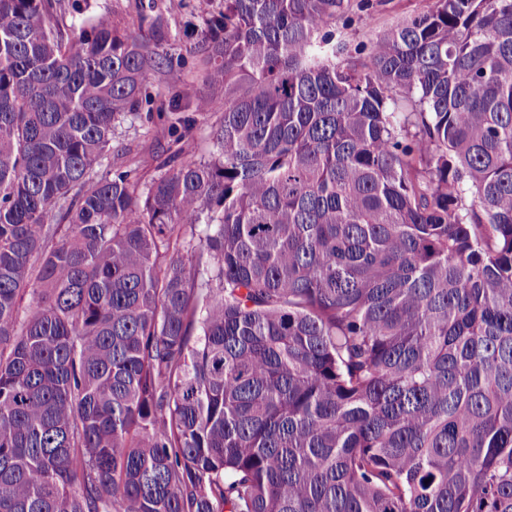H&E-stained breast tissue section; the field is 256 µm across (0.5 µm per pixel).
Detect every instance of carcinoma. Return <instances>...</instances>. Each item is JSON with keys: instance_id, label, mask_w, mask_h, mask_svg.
<instances>
[{"instance_id": "1", "label": "carcinoma", "mask_w": 512, "mask_h": 512, "mask_svg": "<svg viewBox=\"0 0 512 512\" xmlns=\"http://www.w3.org/2000/svg\"><path fill=\"white\" fill-rule=\"evenodd\" d=\"M353 6L202 18L142 185L160 46L0 0V512H512V0ZM371 3L370 10L339 15L332 24L336 37L344 39L352 48L362 47L389 26L430 5L429 0H370ZM165 115L155 108L147 112L146 106L137 116L129 117L118 126L109 167L112 170H131L132 176L141 184L168 169L162 166L175 147L167 131ZM220 113L212 114L204 119L199 120L197 130V149L196 156L198 159H210V151H212V143L210 142L209 134L212 127L218 124Z\"/></svg>"}]
</instances>
